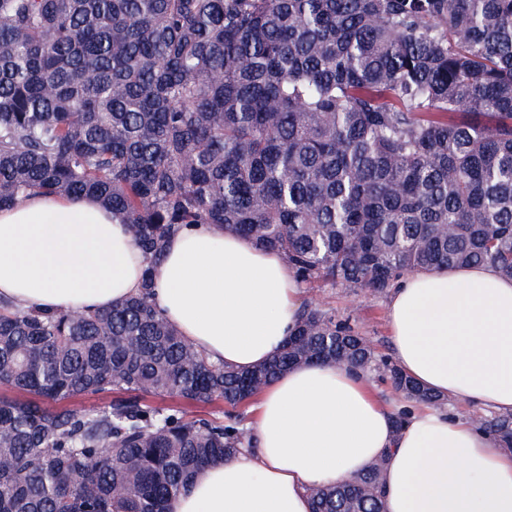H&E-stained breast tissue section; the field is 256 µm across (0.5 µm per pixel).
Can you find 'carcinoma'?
<instances>
[{
  "label": "carcinoma",
  "instance_id": "carcinoma-1",
  "mask_svg": "<svg viewBox=\"0 0 512 512\" xmlns=\"http://www.w3.org/2000/svg\"><path fill=\"white\" fill-rule=\"evenodd\" d=\"M34 194L98 199L147 268L103 312L0 304V386L29 395L0 396V512H169L302 363L443 405L314 301L271 361L213 363L151 303L152 268L211 224L302 284L512 278V0H0V207ZM216 400L222 420L180 407ZM482 423L512 448V414ZM382 468L313 489V512H384Z\"/></svg>",
  "mask_w": 512,
  "mask_h": 512
}]
</instances>
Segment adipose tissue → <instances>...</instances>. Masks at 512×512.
<instances>
[{
	"instance_id": "1",
	"label": "adipose tissue",
	"mask_w": 512,
	"mask_h": 512,
	"mask_svg": "<svg viewBox=\"0 0 512 512\" xmlns=\"http://www.w3.org/2000/svg\"><path fill=\"white\" fill-rule=\"evenodd\" d=\"M143 253L89 197L0 209V297L22 308L103 311L140 287ZM152 303L210 361L268 362L303 290L278 254L208 225L182 229L153 271ZM398 366L456 403L512 414V279L490 266L419 271L387 303ZM383 404L366 374L302 364L253 407L252 445L201 468L170 512H312L310 492L382 462L385 512H512V452L470 417Z\"/></svg>"
}]
</instances>
